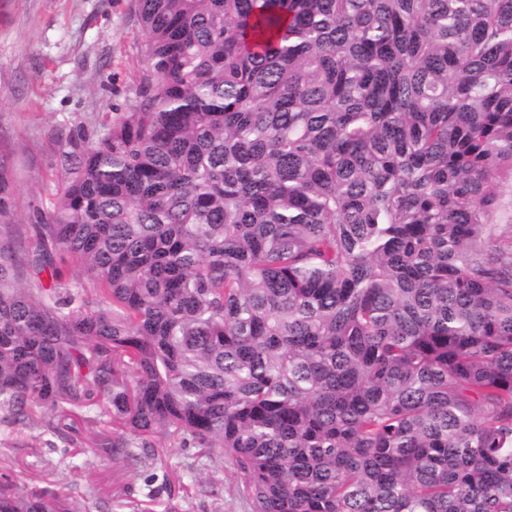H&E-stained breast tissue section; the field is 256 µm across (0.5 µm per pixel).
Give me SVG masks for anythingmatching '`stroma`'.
<instances>
[{
	"label": "stroma",
	"instance_id": "35a3bbf8",
	"mask_svg": "<svg viewBox=\"0 0 512 512\" xmlns=\"http://www.w3.org/2000/svg\"><path fill=\"white\" fill-rule=\"evenodd\" d=\"M144 35L131 0H0V157L14 186V212L30 225L61 188L58 138L92 133L131 111ZM0 422V473L18 485L52 487L86 512H250L236 467L163 436L150 466L101 454L94 438L109 416L62 421L56 429Z\"/></svg>",
	"mask_w": 512,
	"mask_h": 512
}]
</instances>
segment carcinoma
I'll use <instances>...</instances> for the list:
<instances>
[{
    "label": "carcinoma",
    "mask_w": 512,
    "mask_h": 512,
    "mask_svg": "<svg viewBox=\"0 0 512 512\" xmlns=\"http://www.w3.org/2000/svg\"><path fill=\"white\" fill-rule=\"evenodd\" d=\"M132 8L134 111L59 141L31 250L0 160V421L220 448L252 512H512V0Z\"/></svg>",
    "instance_id": "obj_1"
}]
</instances>
